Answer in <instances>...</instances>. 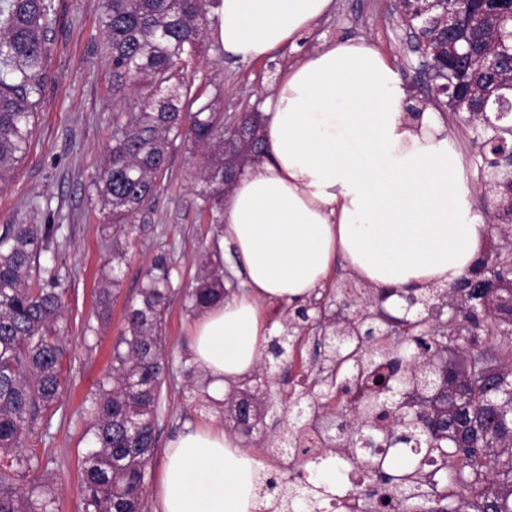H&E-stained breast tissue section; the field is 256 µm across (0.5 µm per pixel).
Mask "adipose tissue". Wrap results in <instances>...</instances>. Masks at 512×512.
Segmentation results:
<instances>
[{"instance_id": "obj_1", "label": "adipose tissue", "mask_w": 512, "mask_h": 512, "mask_svg": "<svg viewBox=\"0 0 512 512\" xmlns=\"http://www.w3.org/2000/svg\"><path fill=\"white\" fill-rule=\"evenodd\" d=\"M333 0H222L226 55L261 60L311 30ZM407 88L367 41L327 42L266 98L269 156L224 197L220 242L243 275L238 294L190 329L192 362L222 400L272 334L264 303L299 304L344 263L375 288L446 287L481 256L488 227L460 153L431 111L406 118ZM261 463L213 425L186 427L166 451L159 512H256Z\"/></svg>"}]
</instances>
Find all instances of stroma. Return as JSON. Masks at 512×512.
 Returning a JSON list of instances; mask_svg holds the SVG:
<instances>
[{"instance_id":"obj_1","label":"stroma","mask_w":512,"mask_h":512,"mask_svg":"<svg viewBox=\"0 0 512 512\" xmlns=\"http://www.w3.org/2000/svg\"><path fill=\"white\" fill-rule=\"evenodd\" d=\"M56 20L48 35L47 75L34 107L31 148L0 189V225L55 224L59 231L47 253L67 288L61 320L62 341L70 364L67 391L52 415L38 419L25 442L35 449L47 472L19 478L23 489L50 479L56 492L55 512H81L79 461L87 447L88 409L97 385L110 365L111 351L124 328L123 311L135 296L147 268L166 254L173 288L163 327L166 382L159 404V449L151 464L159 475L163 450L186 426L216 425L233 431L226 402L204 397L205 377L192 363L188 327L196 318L186 289L203 263L212 259L217 225L198 221L192 155L182 143L170 150L161 191L151 199L127 247L122 279L108 317H101L98 281L112 257V223L100 210L94 180L112 144V65L99 25L102 0H54ZM368 39L400 72L411 93L410 106L422 107L428 80L417 72L420 53L394 10L393 0H334L331 11L295 45L274 57L242 63L226 57L215 34H208L198 68L207 95L219 99L226 115L260 110L283 71L315 46L340 40ZM463 160L473 187L481 185L482 159L472 140L474 130L464 113L440 105L434 109ZM276 397L265 411L259 440L247 443L266 470L278 468L270 446L285 433L286 377L269 376Z\"/></svg>"}]
</instances>
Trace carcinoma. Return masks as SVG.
<instances>
[{"label":"carcinoma","mask_w":512,"mask_h":512,"mask_svg":"<svg viewBox=\"0 0 512 512\" xmlns=\"http://www.w3.org/2000/svg\"><path fill=\"white\" fill-rule=\"evenodd\" d=\"M221 0H103L100 25L112 61V93L122 104L112 113V146L98 181L101 209L125 237L135 234L139 216L160 190L168 150L179 139L191 152L202 150L197 178L199 215L221 224L224 192L248 163L263 159L268 147L260 115L224 117L215 100L202 101L195 85L206 6ZM493 5L474 0H441L430 15L447 10L460 19L455 35L474 48L464 66L478 77V103L484 115L478 149L492 138L512 150V114L500 111L498 96L512 100L493 72L512 63V43L492 50L498 18ZM54 21L52 0H3L0 4V186L31 145L35 97L47 63L46 32ZM417 24L431 58L448 55L447 31ZM482 185L495 194L494 207L509 215L512 175L495 167ZM58 224L0 226V512H54L53 487L23 491L17 477L40 466L23 448L38 418L63 396L67 382L61 326L66 291L55 270L41 266L42 253ZM503 227L492 225L487 251L465 279L495 281L497 288H431L406 297L427 315L408 310L375 325V292L324 286L327 306L361 309V337L338 336L333 326H308L305 307L282 319L277 337L281 354L292 352L288 373L303 389L313 388L308 404L310 430L293 425L277 450L312 473L334 467L360 470L366 492L364 512H512V246L502 245ZM126 251L112 241V265L98 288V304L109 315L120 284ZM167 257L157 256L135 298L126 303L125 330L112 352V372L99 384L93 405L89 446L81 460L82 512H144L149 465L157 449L158 408L165 382L163 322L171 294ZM224 274L204 266L187 297L204 310L225 296ZM456 312L442 321L447 305ZM322 334L327 381L301 354L303 337ZM258 421L269 395L262 383L240 396ZM263 493L278 512H324L323 507L350 486L314 479L299 485L276 472L264 474Z\"/></svg>","instance_id":"1"}]
</instances>
